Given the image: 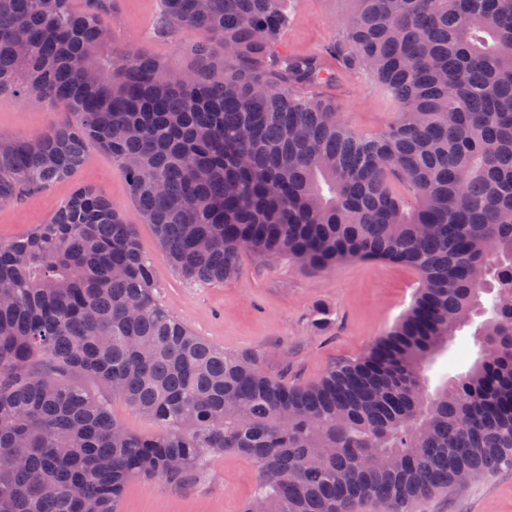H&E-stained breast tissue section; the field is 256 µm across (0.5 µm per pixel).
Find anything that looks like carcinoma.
<instances>
[{"mask_svg": "<svg viewBox=\"0 0 512 512\" xmlns=\"http://www.w3.org/2000/svg\"><path fill=\"white\" fill-rule=\"evenodd\" d=\"M84 2L0 0V93L72 110L0 136V205L71 177L93 145L190 282L233 277L244 250L315 269L390 261L419 279L368 353L288 385L172 315L135 225L75 189L0 243V512H117L130 482L196 483L224 451L257 472L242 512H407L512 469V0H352L330 53L394 97L374 137L307 94L329 75L279 51L281 0H162L158 32L220 46L196 45L177 74L112 44L109 0ZM486 310L473 367L429 392V362ZM74 377L159 432L128 431Z\"/></svg>", "mask_w": 512, "mask_h": 512, "instance_id": "cac0c4a2", "label": "carcinoma"}]
</instances>
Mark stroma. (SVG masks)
Instances as JSON below:
<instances>
[{
    "label": "stroma",
    "mask_w": 512,
    "mask_h": 512,
    "mask_svg": "<svg viewBox=\"0 0 512 512\" xmlns=\"http://www.w3.org/2000/svg\"><path fill=\"white\" fill-rule=\"evenodd\" d=\"M289 24L281 48L290 55L320 53L346 26L348 0H284ZM161 0H112L110 27L117 46L136 44L180 73L193 63L191 49L203 34L156 31ZM332 97L342 121L364 135L382 134L396 116L390 94L362 70L337 69L335 81L319 87ZM66 105L34 106L0 94V134L27 137L66 122ZM102 191L135 224L140 248L153 265L159 300L197 335L230 352L251 350L265 372L288 384L318 381L342 359L367 353L409 306L415 270L389 261L347 260L316 270L287 259L246 251L237 274L199 286L181 277L161 252L152 225L140 216L120 166L111 154L90 149L72 177L0 206V240L31 232L78 187ZM472 327L458 331L447 353L427 373L429 386L443 375L466 372L476 358ZM256 479L251 461L233 452L213 456L200 482L177 487L161 481L131 482L120 512H240ZM409 512H512V469L476 478L415 501Z\"/></svg>",
    "instance_id": "1"
}]
</instances>
